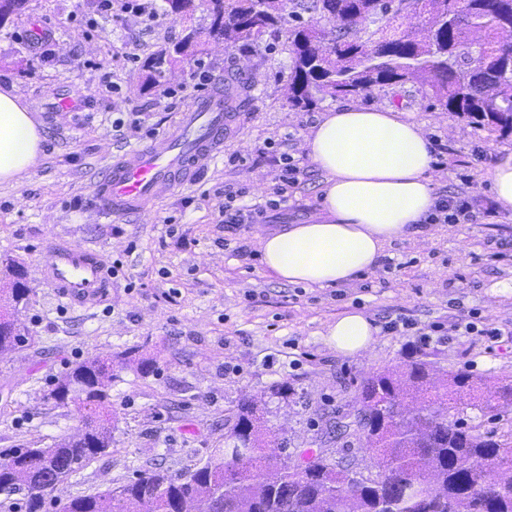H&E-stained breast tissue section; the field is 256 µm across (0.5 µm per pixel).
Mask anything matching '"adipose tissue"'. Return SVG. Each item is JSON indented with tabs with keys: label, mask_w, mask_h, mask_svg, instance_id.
<instances>
[{
	"label": "adipose tissue",
	"mask_w": 512,
	"mask_h": 512,
	"mask_svg": "<svg viewBox=\"0 0 512 512\" xmlns=\"http://www.w3.org/2000/svg\"><path fill=\"white\" fill-rule=\"evenodd\" d=\"M44 143L17 87H0V183L28 177ZM304 150L324 176L318 219L258 237L261 266L285 283L333 288L374 271L389 246L419 234L438 204L432 141L413 113L334 107L310 126ZM375 332L363 313L350 312L328 324L325 340L354 356Z\"/></svg>",
	"instance_id": "obj_1"
}]
</instances>
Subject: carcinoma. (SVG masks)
I'll list each match as a JSON object with an SVG mask.
<instances>
[{
    "instance_id": "obj_1",
    "label": "carcinoma",
    "mask_w": 512,
    "mask_h": 512,
    "mask_svg": "<svg viewBox=\"0 0 512 512\" xmlns=\"http://www.w3.org/2000/svg\"><path fill=\"white\" fill-rule=\"evenodd\" d=\"M192 20L221 10L224 28L190 24L148 64L145 83L160 87L171 70L201 61L220 38L247 50L289 21L293 66L288 105L309 109L319 95L359 96L377 87L417 83L442 107L491 132H512V0H167ZM309 20H303V15ZM345 21L328 29L320 19ZM427 19L423 27L410 23ZM369 23L376 31L361 36ZM0 350L27 339L11 310L28 289L17 280L0 290ZM112 364L84 361L58 379L47 398L86 411L84 429L55 448L0 451V491L23 494L11 512H41L57 484L82 471L112 445L104 384ZM468 400L480 409L512 408V377L490 381L440 373L426 354L363 384L354 420L336 431L355 437L376 475L360 484L348 468L319 455L293 464L254 401L237 405L224 448L175 481L142 471L106 493L82 496L58 512H512V431L498 438L448 417Z\"/></svg>"
}]
</instances>
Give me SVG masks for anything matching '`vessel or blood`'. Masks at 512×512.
Masks as SVG:
<instances>
[{"label": "vessel or blood", "instance_id": "obj_1", "mask_svg": "<svg viewBox=\"0 0 512 512\" xmlns=\"http://www.w3.org/2000/svg\"><path fill=\"white\" fill-rule=\"evenodd\" d=\"M234 111L219 91L194 100L168 133L113 160L92 187L96 209L115 218L138 214L189 183L223 152ZM50 252L41 271L44 282L70 304L97 305L111 286L101 256L60 242L52 243Z\"/></svg>", "mask_w": 512, "mask_h": 512}]
</instances>
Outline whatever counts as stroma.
Returning <instances> with one entry per match:
<instances>
[{"label": "stroma", "instance_id": "35a3bbf8", "mask_svg": "<svg viewBox=\"0 0 512 512\" xmlns=\"http://www.w3.org/2000/svg\"><path fill=\"white\" fill-rule=\"evenodd\" d=\"M154 20L97 16L96 0H24L0 25V84H15L43 126L45 157L18 185L0 183V278L11 259L29 288L14 316L26 343L0 352V450L47 448L77 436L82 411L48 401L50 385L73 364L112 359L107 390L112 448L60 483L61 502L104 492L158 470L179 479L223 447L229 418L246 399L264 403L268 425L288 439L292 461L324 454L369 479L367 454L325 435L328 419L354 412L373 372L402 364L416 351L448 372L512 376V216L475 224L430 225L425 239L393 244L381 267L334 288H303L263 270L254 227L227 232L218 205L226 191L240 204L262 206L277 170L267 141L304 167L287 208L265 224H303L319 211L322 173L306 159L302 141L317 116L337 104L326 97L306 111L288 106L293 54L285 33L264 37L247 52L213 43L203 63V93L222 90L240 74L249 99L224 140V152L189 186L145 212L116 220L91 207V186L111 156L167 132L189 99L166 88H143V64L176 41L184 20L153 0ZM355 105L396 106L423 121L440 148L432 172L439 194L491 198L488 176L512 151V133L469 124L446 111L420 85L383 87ZM144 113L138 130L115 127L130 107ZM176 220L169 235L165 217ZM62 238L119 264L108 296L85 309L67 305L39 269L47 245ZM359 311L379 332L356 356L336 353L324 338L336 317ZM411 330L387 331V322ZM494 328L501 346L465 322ZM430 332L420 343L417 332ZM152 359L141 373L136 358ZM294 390L270 397L272 385Z\"/></svg>", "mask_w": 512, "mask_h": 512}]
</instances>
